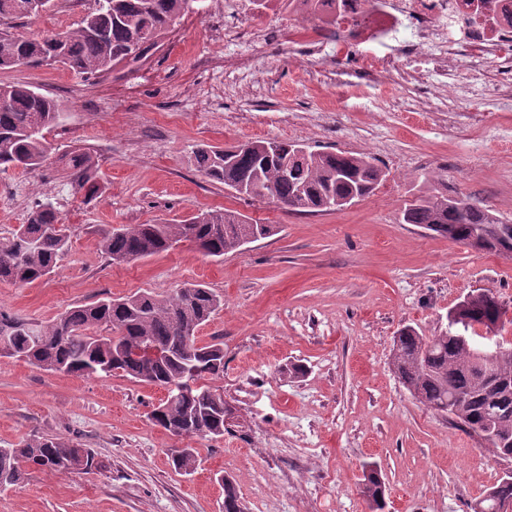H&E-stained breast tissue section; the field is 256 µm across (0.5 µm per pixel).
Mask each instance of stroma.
Wrapping results in <instances>:
<instances>
[{"label":"stroma","instance_id":"stroma-1","mask_svg":"<svg viewBox=\"0 0 512 512\" xmlns=\"http://www.w3.org/2000/svg\"><path fill=\"white\" fill-rule=\"evenodd\" d=\"M225 0H196L146 59L91 80L59 67L0 71L58 101L65 127L48 133L49 166L0 172V236L29 209L52 204L72 249L34 283L0 282V311L49 323L111 296L163 298L188 282L224 305L198 332L224 340L214 386L238 423L223 438L175 437L148 418L164 389L119 375L78 377L0 358V447L62 437L91 448L103 469L28 471L0 488V512H224L232 479L247 512H369L365 463H378L385 512H472L512 460L414 400L390 366L403 326L435 336L470 293H497L512 311V258L472 250L401 221L425 191L468 197L512 223V95L489 88L493 63L459 59L447 103L431 64L368 76L355 49L327 43L224 45ZM79 0L7 24L36 37L77 27ZM248 57L246 71L225 54ZM295 141L316 151L372 157L386 173L343 209L295 213L236 194L191 163L197 145ZM98 162V195L85 198L61 169L74 152ZM228 208L269 224L271 236L217 260L189 242L129 263L109 261L104 230ZM302 367L292 377L288 367ZM195 449L192 474L177 449Z\"/></svg>","mask_w":512,"mask_h":512}]
</instances>
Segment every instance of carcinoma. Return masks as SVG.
Masks as SVG:
<instances>
[{
    "label": "carcinoma",
    "instance_id": "1",
    "mask_svg": "<svg viewBox=\"0 0 512 512\" xmlns=\"http://www.w3.org/2000/svg\"><path fill=\"white\" fill-rule=\"evenodd\" d=\"M32 0H0V24L32 15ZM188 8V0H96L75 29L52 31L37 38L0 30V70L40 67L48 56L78 74L107 72L118 64L144 58ZM67 113L52 98L21 83L0 84V171L34 170L52 153L46 134L62 127ZM300 145L256 140L224 149L203 144L193 151L198 172L239 194L269 198L297 212L338 210L371 193L385 178L374 160L350 152L306 151ZM71 184L92 198L101 186L97 163L87 153L71 157ZM402 221L466 243L475 230L497 225L501 234L486 253L512 252V224H503L476 203L464 206L443 193L415 196L406 203ZM273 232L269 224L249 221L231 209L202 211L188 219L156 224L122 225L101 235V248L114 263L131 262L168 251L190 241L204 255L222 259L239 250L241 239L259 240ZM68 228L49 204H38L27 222L11 236L0 238V282L30 284L54 273L69 254ZM224 305L223 299L201 283H186L159 299L149 293L125 298L106 297L69 309L48 324L28 321L0 311V336L6 357L24 359L47 371L82 376L120 373L138 382L163 388L166 396L151 414L154 425L177 437H224V398L209 381L224 376V342L198 341V330ZM502 305L487 290L448 324L438 336H422L402 327L394 339L390 364L410 396L426 408L455 421L469 434L492 446L501 459H512V354L496 361L487 378L470 340L475 328L499 326ZM170 356L145 361L135 356L144 340ZM193 379L194 389L175 385ZM176 469H197L194 449L174 455ZM58 472L98 469L91 449L69 439L51 437L27 441L20 448H0V487L18 483L26 470ZM361 495L370 512H384L385 484L380 468H363ZM512 501V481L499 480L474 505L473 512H494L496 502ZM245 506L229 478H224V512H244Z\"/></svg>",
    "mask_w": 512,
    "mask_h": 512
}]
</instances>
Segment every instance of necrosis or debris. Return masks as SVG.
<instances>
[{
	"label": "necrosis or debris",
	"mask_w": 512,
	"mask_h": 512,
	"mask_svg": "<svg viewBox=\"0 0 512 512\" xmlns=\"http://www.w3.org/2000/svg\"><path fill=\"white\" fill-rule=\"evenodd\" d=\"M290 8L298 23L283 30L286 41L315 46L332 32L337 47L367 50L374 69L393 67L371 53L393 40L408 58L431 55L444 75L460 56L478 66L494 59L499 91H512V0H292Z\"/></svg>",
	"instance_id": "1"
}]
</instances>
